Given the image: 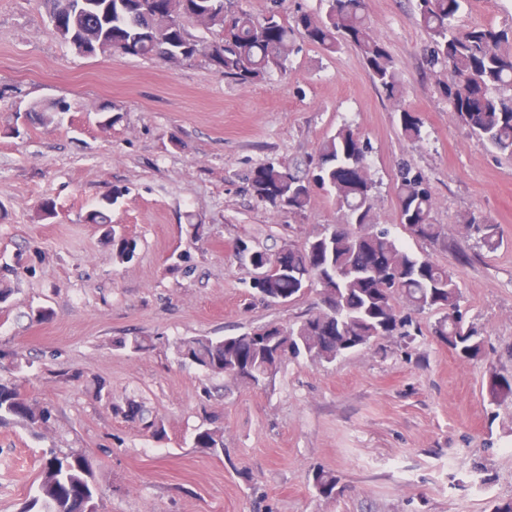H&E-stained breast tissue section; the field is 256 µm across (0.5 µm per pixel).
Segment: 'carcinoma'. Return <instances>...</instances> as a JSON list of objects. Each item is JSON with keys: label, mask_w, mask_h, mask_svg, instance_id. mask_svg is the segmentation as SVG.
I'll return each instance as SVG.
<instances>
[{"label": "carcinoma", "mask_w": 512, "mask_h": 512, "mask_svg": "<svg viewBox=\"0 0 512 512\" xmlns=\"http://www.w3.org/2000/svg\"><path fill=\"white\" fill-rule=\"evenodd\" d=\"M320 13L298 11L292 19L277 10L255 17L239 0H42L48 19L91 30L112 52L135 57L161 56L171 62L205 56L224 79L253 83L271 73L288 72L290 57L301 45L328 52L341 44L353 47L369 75L389 100L403 97L404 85L385 41L375 35L365 15V0H321ZM465 0H415L414 19L428 34L430 68L448 72L442 92L448 108L477 138L512 157V25L455 29ZM207 19L205 35L195 36L184 21ZM401 135L422 139L423 121L410 110L399 113ZM368 144L360 133L342 127L318 145L311 171L273 163L255 167L248 180L255 196L274 209L301 213L318 186L332 196L343 221L301 245H288V267L252 280L250 288L269 303H290L316 284L318 302L298 322L269 323L234 336H189L175 344L178 358L247 387L265 386L290 357L334 363L384 336L403 322L406 310H434L440 318L434 335L460 359L482 353L477 332L463 325L461 291L453 273L408 251L375 218L374 180L367 162ZM396 199L400 221L416 240L437 242L441 225L433 222L434 197L426 175L410 162L398 165ZM467 233L490 251L501 243L499 226L473 214L463 218ZM106 244L113 258L130 261L137 243L110 228ZM240 262L252 267L270 262L276 252L237 242ZM150 346L145 337L121 338L115 347L132 353ZM492 399L512 395V379L494 377ZM51 418L49 408L0 382V425L40 429ZM193 446L224 451L222 428L196 432ZM84 453L50 450L36 494L24 512H97L96 489ZM336 476L318 470L313 486L326 497L336 489Z\"/></svg>", "instance_id": "cac0c4a2"}]
</instances>
